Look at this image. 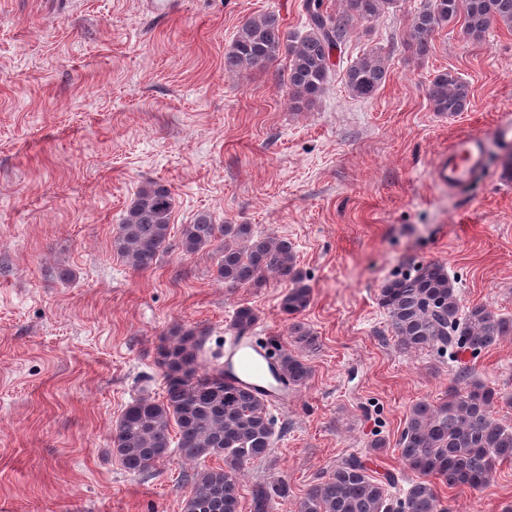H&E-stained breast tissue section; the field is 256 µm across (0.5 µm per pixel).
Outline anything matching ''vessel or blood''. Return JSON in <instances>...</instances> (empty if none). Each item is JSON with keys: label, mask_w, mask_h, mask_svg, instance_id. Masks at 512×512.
Masks as SVG:
<instances>
[{"label": "vessel or blood", "mask_w": 512, "mask_h": 512, "mask_svg": "<svg viewBox=\"0 0 512 512\" xmlns=\"http://www.w3.org/2000/svg\"><path fill=\"white\" fill-rule=\"evenodd\" d=\"M485 169L484 140L480 135L469 134L456 139L438 155L432 175L449 190L460 191L482 176ZM224 355L233 361L232 370L224 374L225 382L268 398L275 406H287V394L272 395L266 385L270 366L278 362V352L267 339L248 331L235 333Z\"/></svg>", "instance_id": "1"}]
</instances>
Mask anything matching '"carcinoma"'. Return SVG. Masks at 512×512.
Returning a JSON list of instances; mask_svg holds the SVG:
<instances>
[{
	"label": "carcinoma",
	"instance_id": "1",
	"mask_svg": "<svg viewBox=\"0 0 512 512\" xmlns=\"http://www.w3.org/2000/svg\"><path fill=\"white\" fill-rule=\"evenodd\" d=\"M398 0H345L330 12L324 0H304L307 24L300 34L282 31L279 18L264 13L247 19L236 31L224 55V69L235 71L264 66L288 57V101L296 109L311 108L323 94L354 26L370 23L396 7ZM462 22L470 42L485 39L491 26L512 28V0H425L409 20L407 45L417 55L429 52L435 31ZM389 68L379 52L370 50L351 60L345 84L358 98H372L386 82ZM432 111L455 116L466 111L472 98L469 83L448 70L434 76L426 88ZM174 199L170 187L150 182L140 188L117 225L113 247L135 271L151 268L176 250L184 256L210 248L218 254L217 276L229 288L258 286L269 277L288 281L281 311L288 332L305 349L317 336L298 317L312 300V288L296 264L292 244L264 237L250 224H216L199 213L183 225L178 242L171 240ZM379 303L386 311L400 346L405 350L436 347L476 354L512 336V319L483 305L464 307L455 281L440 262L410 268L385 283ZM257 315L239 307L233 326L253 327ZM203 333L177 328L159 347L163 369L162 398L143 395L123 410L110 439L112 455L123 468L139 476L177 453L195 463L219 457L223 465L195 469L186 475L190 491L183 512H238L239 476L244 464L268 456L274 445V420L262 398L224 383V375L202 370L198 361ZM281 374L288 384L302 387L311 367L292 354L280 356ZM504 399L498 390L474 381L465 389L448 388V399L435 406L415 403L407 417L398 452L416 479L401 497L391 494L395 478L375 475L365 459L349 455L321 474L300 499L294 512H445L430 478L448 486L478 489L489 483L496 463L512 461V428L501 425L494 410ZM177 444H172L171 430ZM253 512H271V493L264 487L252 493Z\"/></svg>",
	"mask_w": 512,
	"mask_h": 512
}]
</instances>
